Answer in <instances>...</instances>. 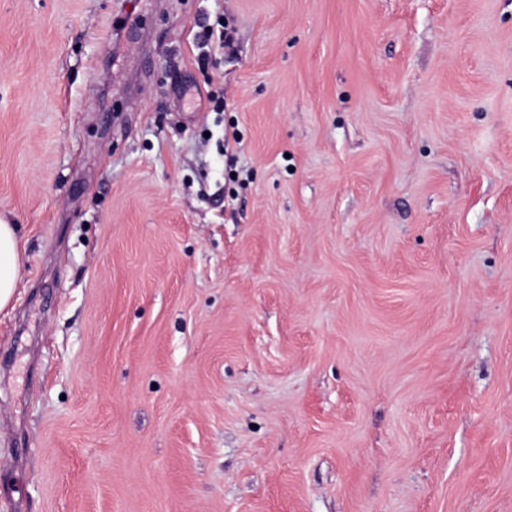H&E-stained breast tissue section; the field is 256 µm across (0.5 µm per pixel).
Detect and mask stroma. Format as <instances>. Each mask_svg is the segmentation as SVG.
<instances>
[{
  "instance_id": "35a3bbf8",
  "label": "stroma",
  "mask_w": 512,
  "mask_h": 512,
  "mask_svg": "<svg viewBox=\"0 0 512 512\" xmlns=\"http://www.w3.org/2000/svg\"><path fill=\"white\" fill-rule=\"evenodd\" d=\"M0 216V512H512V0H0ZM18 226L0 217V311L5 309L18 285Z\"/></svg>"
}]
</instances>
